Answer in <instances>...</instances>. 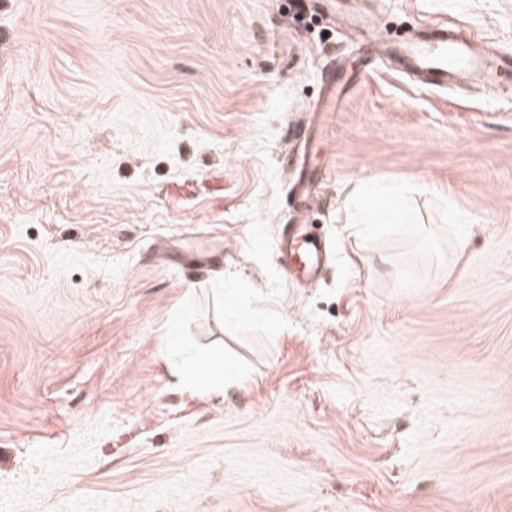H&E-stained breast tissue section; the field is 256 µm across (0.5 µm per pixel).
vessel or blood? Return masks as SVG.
Listing matches in <instances>:
<instances>
[{"mask_svg":"<svg viewBox=\"0 0 512 512\" xmlns=\"http://www.w3.org/2000/svg\"><path fill=\"white\" fill-rule=\"evenodd\" d=\"M387 56L399 73L437 89L469 81L492 83L499 73L512 70V52L483 48L477 37L443 24L425 28L415 38L391 46ZM326 72V96L314 107L318 113L335 111L337 96L349 90L341 65L328 62ZM284 253L302 274L318 272L321 247L309 238L305 225H295L285 238Z\"/></svg>","mask_w":512,"mask_h":512,"instance_id":"1","label":"vessel or blood"}]
</instances>
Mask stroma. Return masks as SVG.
<instances>
[{
    "label": "stroma",
    "instance_id": "obj_1",
    "mask_svg": "<svg viewBox=\"0 0 512 512\" xmlns=\"http://www.w3.org/2000/svg\"><path fill=\"white\" fill-rule=\"evenodd\" d=\"M360 10L512 51V0ZM372 59L324 0H0L8 512H512V97ZM365 181L414 223H348ZM215 347L242 385L185 389ZM327 72V85L326 96L322 101H318L316 105L309 112H317L321 120H325L326 116L322 112H335L336 110V97L344 95L348 92L349 87L346 80L342 77L343 68L341 65L336 64V59L329 61L326 64ZM321 247L312 241L306 224H294V229L284 240V253L305 276H314L319 270Z\"/></svg>",
    "mask_w": 512,
    "mask_h": 512
}]
</instances>
